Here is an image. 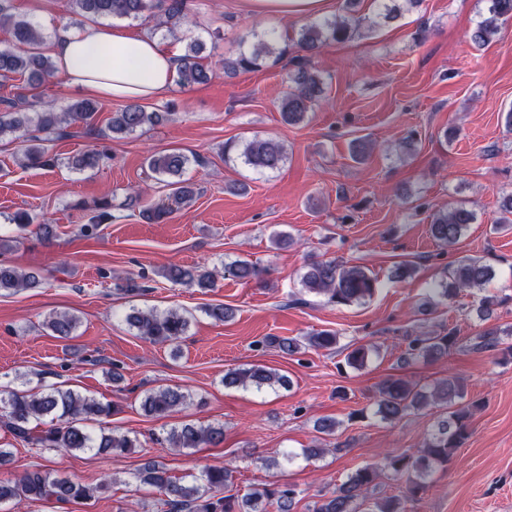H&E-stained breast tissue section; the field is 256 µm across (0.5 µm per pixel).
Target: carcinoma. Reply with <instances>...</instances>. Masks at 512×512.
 Here are the masks:
<instances>
[{"mask_svg":"<svg viewBox=\"0 0 512 512\" xmlns=\"http://www.w3.org/2000/svg\"><path fill=\"white\" fill-rule=\"evenodd\" d=\"M11 0H0V26L7 29L11 46L0 49V78L12 80L23 78L26 93L3 101L0 113V139L6 135L23 143L21 161L38 168H53L58 158L44 146L45 136L59 133L68 127H93L99 112L98 104L91 100H80L68 104L58 111L51 101L41 98L38 90L57 72L52 57L40 46L43 33L30 18L10 12ZM374 16L358 14V0H345L346 14L316 18L303 24L298 33L299 49L304 55L294 58V69L289 73L292 83L290 91L280 104L284 123L298 125L308 118L309 112L325 94V82L313 67L311 56L328 42H344L362 31L372 32L380 25L401 16L402 6L395 0H375ZM70 12L84 18H120L146 20L158 18L157 27L174 34L190 19L188 0H68ZM512 21V0H487L486 14L477 21L470 39L477 45H487L500 33L507 22ZM205 41L194 38L186 43L185 51L177 57V82L183 85L204 83L211 77V70L202 63ZM288 54V37L274 29L260 34L252 33L240 38L239 52L234 58L224 59V75L231 77L240 71L257 70L268 63L276 64ZM169 120V113L147 111L137 102L126 105L113 113L103 137L133 134L145 131ZM245 166L259 173L280 170L287 159L284 145L274 138L255 136L224 148V161L232 159L231 152ZM107 154L90 148L79 154L71 167L80 171L94 170L103 163ZM191 163L188 155L181 151L154 154L147 159L149 170L160 177L170 188L165 200L148 205L140 215L152 222L160 223L180 210L195 195L192 184L184 179ZM99 210L90 224L80 227L83 237L95 235L99 224L111 218L110 203H94ZM476 220L475 213L463 207L440 211L430 224L431 236L448 246L461 239L468 226ZM267 274V269L246 259L224 264L223 271L209 270L199 266H172L164 276L175 283L191 287L213 288L218 277L238 281L258 280ZM495 278L491 265L480 258L462 257L448 273L447 280L433 289V293L447 299L463 291L486 288ZM42 282L36 271H22L11 265L0 263V292L36 288ZM300 283L306 293L321 296L329 305H351L363 303L373 297L377 290V278L361 266H348L336 260H310L300 275ZM512 298L497 294L484 295L476 307L482 320L490 318L495 307ZM127 324L136 330L141 339L155 344H175L184 336L189 319L177 310L158 311L154 308L131 309L126 315ZM78 318L68 312H55L45 320L52 335L66 339L76 330ZM504 330L495 327L483 330L475 337L477 345L512 357V343L504 342ZM339 335L333 331H321L308 337L306 342L296 338L272 337L269 343L282 354H294L306 345L314 349H329L336 346ZM458 336L451 328L444 333L425 334L408 338L402 355L405 362L420 359L437 360L456 347ZM372 349L365 345L353 346L344 357L352 368L366 365ZM288 379L262 364H251L245 368L232 369L224 374L226 387H254L258 390L276 385L285 387ZM190 401V395L172 387L147 392L141 399L140 408L147 416L165 418L178 412ZM440 406L446 416L440 419L427 434L423 446L413 453H387L382 460L367 464L350 476L329 496L315 505L313 512H405L403 500L415 498L426 487L427 480L437 467H446L455 451L462 447L470 436L469 422L475 404L465 401L463 385L450 377L432 386H422L403 378H388L378 391L374 415L385 422H394L410 411H422ZM116 409L110 403L83 395L72 389L49 387L38 390H10L0 397V428L14 438L27 441L41 448H59L65 451L96 449L100 454L123 455L138 447L139 441L126 433L110 431L98 435L91 433L86 425L112 416ZM56 424L44 427L46 418ZM224 438V425L198 427L183 423L171 427L163 441L175 449L200 448L218 444ZM234 470L229 466L210 467L200 477L186 482L172 478L160 463L149 461L138 471L139 482L161 490L167 497L170 512H294L297 491L291 484L270 488H255L242 497L221 495V491L232 484ZM392 477L405 482L402 495L392 496L379 502L369 497L370 489L377 486L382 477ZM100 486L86 485L61 477L51 469L25 470L11 479L0 480V505L15 502H38L55 499L61 502L88 501L95 498Z\"/></svg>","mask_w":512,"mask_h":512,"instance_id":"carcinoma-1","label":"carcinoma"}]
</instances>
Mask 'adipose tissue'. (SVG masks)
Segmentation results:
<instances>
[{
	"instance_id": "1",
	"label": "adipose tissue",
	"mask_w": 512,
	"mask_h": 512,
	"mask_svg": "<svg viewBox=\"0 0 512 512\" xmlns=\"http://www.w3.org/2000/svg\"><path fill=\"white\" fill-rule=\"evenodd\" d=\"M334 0H246L259 20L314 18ZM59 76L101 100L145 101L164 97L173 87L176 64L156 37L131 35L106 22L70 30L50 46Z\"/></svg>"
}]
</instances>
